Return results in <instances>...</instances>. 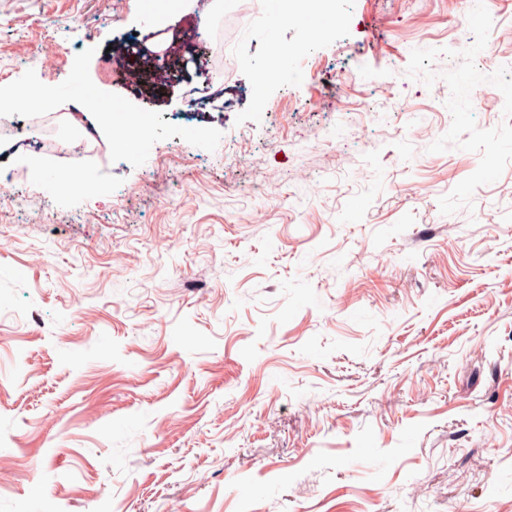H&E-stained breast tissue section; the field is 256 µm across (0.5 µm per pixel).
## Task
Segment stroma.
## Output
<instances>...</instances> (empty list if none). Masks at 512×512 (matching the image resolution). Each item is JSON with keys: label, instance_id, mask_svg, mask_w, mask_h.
Instances as JSON below:
<instances>
[{"label": "stroma", "instance_id": "35a3bbf8", "mask_svg": "<svg viewBox=\"0 0 512 512\" xmlns=\"http://www.w3.org/2000/svg\"><path fill=\"white\" fill-rule=\"evenodd\" d=\"M141 2L0 0V97L151 129L0 146V512H512V0ZM280 16L286 20L303 14L324 15L332 9L334 0H280ZM72 86L74 90V94L76 97L80 98L85 105L96 111L101 112L103 115L109 119L112 118V123H119L122 128H125L127 125V120L125 118L114 119V115L112 112H122L120 107L112 104V102L104 101L97 98L88 88L83 76L80 73H75L72 77ZM50 95L47 85L21 84L13 88L12 95L7 100L0 99L1 128L13 129L10 123L11 112H43L42 104H45ZM14 136L18 139L16 144L26 146L28 143L48 144L60 158H68L73 153L81 152L87 145L86 139L54 138L51 131L42 127L24 128L15 127Z\"/></svg>", "mask_w": 512, "mask_h": 512}]
</instances>
